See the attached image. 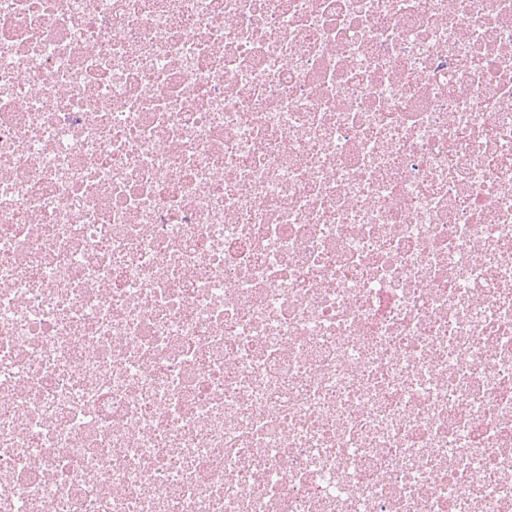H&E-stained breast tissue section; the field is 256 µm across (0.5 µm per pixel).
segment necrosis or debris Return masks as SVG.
Here are the masks:
<instances>
[{"label": "necrosis or debris", "mask_w": 512, "mask_h": 512, "mask_svg": "<svg viewBox=\"0 0 512 512\" xmlns=\"http://www.w3.org/2000/svg\"><path fill=\"white\" fill-rule=\"evenodd\" d=\"M512 512V0H0V512Z\"/></svg>", "instance_id": "obj_1"}]
</instances>
